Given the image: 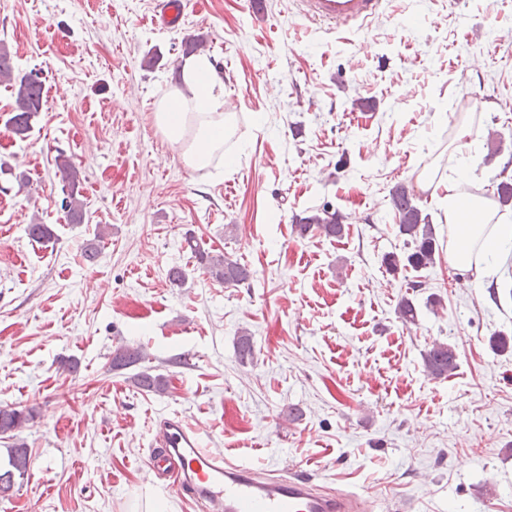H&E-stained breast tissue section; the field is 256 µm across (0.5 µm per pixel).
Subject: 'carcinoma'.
<instances>
[{
	"instance_id": "cac0c4a2",
	"label": "carcinoma",
	"mask_w": 512,
	"mask_h": 512,
	"mask_svg": "<svg viewBox=\"0 0 512 512\" xmlns=\"http://www.w3.org/2000/svg\"><path fill=\"white\" fill-rule=\"evenodd\" d=\"M0 86L10 89L14 98L12 113L7 119L8 129L21 138L27 137L32 121L42 109L43 83L34 71L23 74L15 72L11 52L1 40ZM55 166L63 183L61 209L64 216L72 224H81L86 215V202L81 194L79 167L62 153L55 159ZM390 202L398 217V233L404 237L405 250L384 255L382 264L393 273L407 268L420 271L434 265L438 245L429 216L414 204L413 194L404 184H398L392 189ZM294 232L301 238L316 232L328 238H338L344 235L345 225L325 205L297 218ZM186 241L191 243L190 251L197 264L210 278L235 287L247 285L253 279L250 266L241 263L234 255L205 248L193 236L187 237ZM146 357V352L141 348L120 347L112 359V366H133L145 361ZM422 362L425 372L433 379L447 377L457 368L454 349L439 341L432 342L423 351ZM136 383L142 389L158 394L165 393L167 389L162 377L147 372L139 373ZM31 419V413L24 410L0 407V439L12 441L8 448L7 463L0 464V499L10 498L17 480L28 473V448L25 443L17 440V436Z\"/></svg>"
}]
</instances>
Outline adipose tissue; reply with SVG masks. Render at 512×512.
<instances>
[{
  "mask_svg": "<svg viewBox=\"0 0 512 512\" xmlns=\"http://www.w3.org/2000/svg\"><path fill=\"white\" fill-rule=\"evenodd\" d=\"M234 113L224 109V83L202 57L187 56L181 65V85L164 97L155 114L159 129L186 146V159L207 166L224 151V139ZM449 229V262L457 270L482 275L481 259L512 249V224L488 221L485 202L464 197L457 180H449L442 198Z\"/></svg>",
  "mask_w": 512,
  "mask_h": 512,
  "instance_id": "obj_1",
  "label": "adipose tissue"
}]
</instances>
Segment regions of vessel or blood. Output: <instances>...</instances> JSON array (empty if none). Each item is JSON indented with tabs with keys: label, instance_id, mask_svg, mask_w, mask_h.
I'll use <instances>...</instances> for the list:
<instances>
[{
	"label": "vessel or blood",
	"instance_id": "b4317fda",
	"mask_svg": "<svg viewBox=\"0 0 512 512\" xmlns=\"http://www.w3.org/2000/svg\"><path fill=\"white\" fill-rule=\"evenodd\" d=\"M382 4L383 0H297V17L333 27H361L379 15ZM183 14V0H158L153 20L175 27ZM159 445L162 452L150 457V471L162 473L169 459H178L179 489L212 512H373L375 507L366 493L322 492L299 462L286 471L264 474L214 455L202 448L198 432L178 419L163 422Z\"/></svg>",
	"mask_w": 512,
	"mask_h": 512
}]
</instances>
